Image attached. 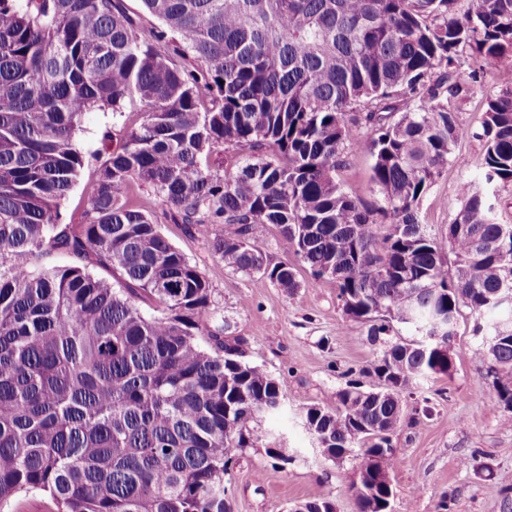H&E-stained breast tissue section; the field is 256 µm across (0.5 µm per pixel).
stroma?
I'll use <instances>...</instances> for the list:
<instances>
[{
    "mask_svg": "<svg viewBox=\"0 0 512 512\" xmlns=\"http://www.w3.org/2000/svg\"><path fill=\"white\" fill-rule=\"evenodd\" d=\"M463 80H474L470 97L455 105L464 129L449 164L420 205V216L436 235H447L448 223L461 202L458 187L475 178L473 167L483 151L477 139L487 100L512 88V63L492 71L478 70L462 57ZM142 108L127 106L123 116L87 113L77 134L90 159L69 193L64 215L80 223L86 207L83 185L95 178L106 155L102 135L115 125L134 126ZM150 210L162 235L207 277L211 326L220 335L240 338L247 360L278 382L283 410L263 416L254 446L233 449V465L224 478L232 512H289L300 502L327 495L336 512H358L353 484V457L334 461L317 456L310 434L301 423L307 408L332 410L336 394L355 381L372 387L363 374L380 344L372 343L364 325L346 319L333 281L315 280L309 266L297 263L300 286L288 293L225 267L208 238L174 223L154 191L135 189ZM469 310H462L459 344L448 374L420 383L404 397V415L391 435L399 463L391 474L392 512H440L450 500L451 512H512V427L504 426V409L497 401L488 364L480 359L483 335ZM430 406L431 415L419 409ZM277 441L289 448L291 463L270 458L266 447Z\"/></svg>",
    "mask_w": 512,
    "mask_h": 512,
    "instance_id": "obj_1",
    "label": "stroma"
}]
</instances>
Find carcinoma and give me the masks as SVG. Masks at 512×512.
I'll list each match as a JSON object with an SVG mask.
<instances>
[{
    "label": "carcinoma",
    "instance_id": "obj_1",
    "mask_svg": "<svg viewBox=\"0 0 512 512\" xmlns=\"http://www.w3.org/2000/svg\"><path fill=\"white\" fill-rule=\"evenodd\" d=\"M457 2L143 0L162 23L145 31L114 0H0V508L38 492L54 512H231V450L254 445L281 398L240 339L210 329L209 282L133 197L139 183L186 226H235L211 238L226 267L295 290L294 265L267 264L256 243L273 226L315 278L333 268L371 341L414 331L366 369L389 387L309 409L330 453H356L358 512H388L402 396L448 373L461 309L497 324L512 276V225L489 197L512 184V89L473 133L479 180L460 184L452 220L469 229L439 237L420 220L458 161L461 56L481 70L512 56V0ZM170 33L200 69L175 63ZM134 101L142 120L106 131L119 144L84 222H62L87 161L83 116ZM357 153L372 158V202L341 182ZM486 359L511 426L512 330Z\"/></svg>",
    "mask_w": 512,
    "mask_h": 512
}]
</instances>
